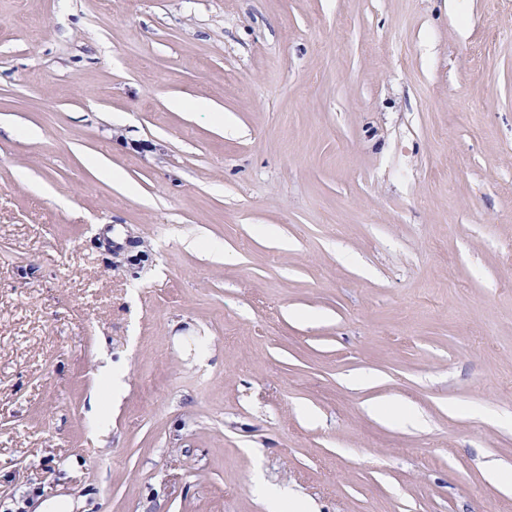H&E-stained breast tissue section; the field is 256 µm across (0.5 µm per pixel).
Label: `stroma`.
<instances>
[{"instance_id":"stroma-1","label":"stroma","mask_w":512,"mask_h":512,"mask_svg":"<svg viewBox=\"0 0 512 512\" xmlns=\"http://www.w3.org/2000/svg\"><path fill=\"white\" fill-rule=\"evenodd\" d=\"M492 463L512 0H0V512H512ZM99 377L104 382L107 391V401L112 404V407L117 405L121 400L125 386L122 375L113 372L109 365H105L101 367Z\"/></svg>"}]
</instances>
